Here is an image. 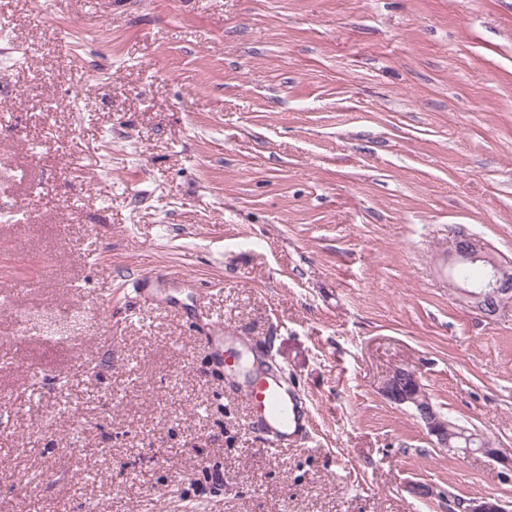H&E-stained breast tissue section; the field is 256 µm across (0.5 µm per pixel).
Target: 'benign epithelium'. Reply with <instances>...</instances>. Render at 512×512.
<instances>
[{
    "label": "benign epithelium",
    "instance_id": "benign-epithelium-1",
    "mask_svg": "<svg viewBox=\"0 0 512 512\" xmlns=\"http://www.w3.org/2000/svg\"><path fill=\"white\" fill-rule=\"evenodd\" d=\"M478 264L484 270L483 278L468 288L462 294L477 312L484 315H493L500 304L512 298V266L498 261L488 251L481 240L463 235L455 242L454 265ZM408 377V372L397 369L386 380L384 394L393 403L401 399V382ZM406 401L417 407V418L424 424L430 440L439 448H451L453 443L448 440V432L440 425L437 413L428 401L417 393L406 396ZM502 466L503 477L512 476V458L498 452V449L487 445L477 449ZM461 512H512L505 508L503 502L489 496H479L462 501Z\"/></svg>",
    "mask_w": 512,
    "mask_h": 512
}]
</instances>
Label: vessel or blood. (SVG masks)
<instances>
[{
	"mask_svg": "<svg viewBox=\"0 0 512 512\" xmlns=\"http://www.w3.org/2000/svg\"><path fill=\"white\" fill-rule=\"evenodd\" d=\"M200 341L213 352L229 378L243 373L247 364L243 337L217 323L208 326ZM245 399L249 425L263 434L269 448L285 450L304 445L310 432L309 411L282 375L274 371L252 373L247 380Z\"/></svg>",
	"mask_w": 512,
	"mask_h": 512,
	"instance_id": "vessel-or-blood-1",
	"label": "vessel or blood"
}]
</instances>
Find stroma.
Returning a JSON list of instances; mask_svg holds the SVG:
<instances>
[{"label": "stroma", "mask_w": 512, "mask_h": 512, "mask_svg": "<svg viewBox=\"0 0 512 512\" xmlns=\"http://www.w3.org/2000/svg\"><path fill=\"white\" fill-rule=\"evenodd\" d=\"M0 512H448L512 502L383 393L512 449V0H0ZM168 267L174 306L137 296ZM311 410L269 449L196 310ZM454 266L478 264L484 270L483 278L460 289L470 306L484 315H493L500 304L511 299L510 265L498 261L481 240L462 235L455 242ZM186 277L187 275L185 273L180 272H166L160 276L144 275V277L137 282V288H134V292L145 298H152L157 296L162 291V288H155L156 283L160 279L168 278L177 280L180 278L184 279ZM408 372L404 371L403 369H397L395 370L389 378L386 380L384 385V394L386 397L392 401L394 404L399 405L400 399H401V382L405 380V378L408 377ZM412 376H415L413 373ZM411 375L405 380L404 384L402 385V389L406 391L407 393L412 392L414 389L417 388L418 385H420L418 378L414 380ZM461 512H510L500 499L489 496H479L463 500L460 507Z\"/></svg>", "instance_id": "1"}]
</instances>
